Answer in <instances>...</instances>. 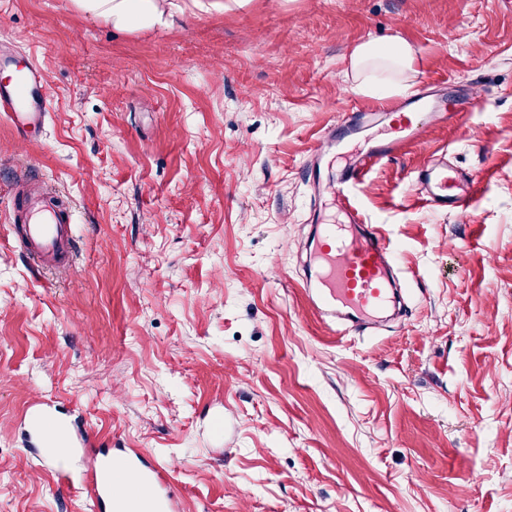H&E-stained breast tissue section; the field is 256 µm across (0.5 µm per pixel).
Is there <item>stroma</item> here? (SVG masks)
<instances>
[{"mask_svg":"<svg viewBox=\"0 0 512 512\" xmlns=\"http://www.w3.org/2000/svg\"><path fill=\"white\" fill-rule=\"evenodd\" d=\"M118 31L75 0H0L39 130L0 116V512H98L24 448L33 400L169 469L185 512H512V0H169ZM400 38L408 94L477 97L352 190L398 258L404 316L334 335L303 283L309 156L357 93L351 50ZM431 160L473 174L442 211ZM75 214L74 260L19 248L28 192ZM417 181L423 198L437 208L448 210L475 199L474 178L448 168V164L427 165L418 173Z\"/></svg>","mask_w":512,"mask_h":512,"instance_id":"stroma-1","label":"stroma"}]
</instances>
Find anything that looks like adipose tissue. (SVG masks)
Masks as SVG:
<instances>
[{"label": "adipose tissue", "instance_id": "obj_1", "mask_svg": "<svg viewBox=\"0 0 512 512\" xmlns=\"http://www.w3.org/2000/svg\"><path fill=\"white\" fill-rule=\"evenodd\" d=\"M77 4L84 12L103 18L116 29H144L166 22L165 0H77ZM413 58L412 48L394 38L357 45L350 62L352 69L360 72L374 63L405 69L411 67Z\"/></svg>", "mask_w": 512, "mask_h": 512}]
</instances>
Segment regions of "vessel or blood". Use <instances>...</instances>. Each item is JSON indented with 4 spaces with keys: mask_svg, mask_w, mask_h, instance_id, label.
Returning a JSON list of instances; mask_svg holds the SVG:
<instances>
[{
    "mask_svg": "<svg viewBox=\"0 0 512 512\" xmlns=\"http://www.w3.org/2000/svg\"><path fill=\"white\" fill-rule=\"evenodd\" d=\"M8 68L14 71L13 81L0 84V111L18 131L40 126L49 113L50 99L37 64L31 61L18 68L13 55L0 52V70ZM402 107L388 135L351 154L332 180L324 182L319 178L324 166L322 155H312L309 161L315 200H322L327 193L338 198L344 220L330 224L320 217L314 219L306 244L304 284L315 296L317 313L347 330L371 327L388 315L395 299L396 266L384 234L367 224L361 210L350 200V189L364 169L400 153L417 137L421 124L444 125L451 119L440 103L423 94L408 98ZM358 126V120L342 118L327 130L323 147L342 149ZM417 181L423 198L437 208H454L475 198L474 179L444 164L427 165ZM18 219L25 225L21 245L38 264H58L70 256L73 243L69 225L73 217L50 199L26 198L19 206ZM49 416L48 403L37 400L27 407L20 422L30 433L41 436ZM70 445L88 457L80 483L91 500L111 503L114 512H126L121 499L114 496L107 475L114 455L93 447L89 435L81 430L72 432ZM117 456L143 491L144 512H184L182 501L171 490L167 470L156 463H145L144 453L138 448L120 449Z\"/></svg>",
    "mask_w": 512,
    "mask_h": 512,
    "instance_id": "b4317fda",
    "label": "vessel or blood"
}]
</instances>
